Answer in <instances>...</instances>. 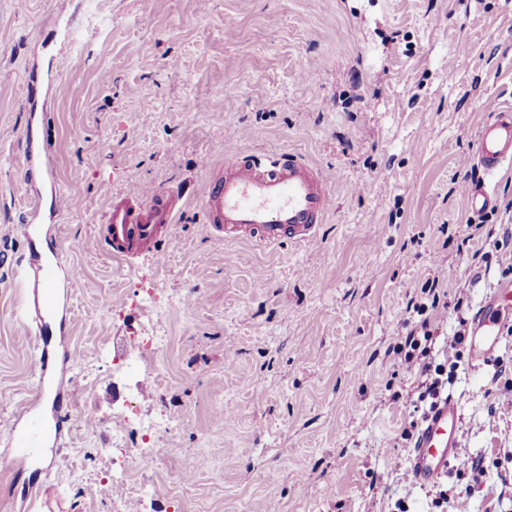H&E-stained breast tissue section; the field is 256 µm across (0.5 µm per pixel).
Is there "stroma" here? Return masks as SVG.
<instances>
[{"label":"stroma","instance_id":"stroma-1","mask_svg":"<svg viewBox=\"0 0 512 512\" xmlns=\"http://www.w3.org/2000/svg\"><path fill=\"white\" fill-rule=\"evenodd\" d=\"M55 2L0 0V391L15 400L33 390V338L15 319L23 244L9 227L41 117L68 200L60 242L81 272L75 424L33 512H112L97 477L129 406L139 426L174 429L167 455L127 470L148 487L127 512H454L461 499L512 512V387L498 375L512 336L493 365L460 360L447 386L461 421L442 511L406 476L417 374L389 353L435 268L449 307L429 321L449 338L512 267V167L482 213L461 189L491 118L482 101L512 106V0H76L66 37ZM35 64L52 69L51 96L32 87ZM228 150L293 151L331 174L312 242L214 241L191 200L165 260L101 248L114 196L192 183ZM471 222L483 236L470 242ZM146 331L161 346L130 373Z\"/></svg>","mask_w":512,"mask_h":512}]
</instances>
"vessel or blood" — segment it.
<instances>
[{
    "mask_svg": "<svg viewBox=\"0 0 512 512\" xmlns=\"http://www.w3.org/2000/svg\"><path fill=\"white\" fill-rule=\"evenodd\" d=\"M482 109L495 118L481 127L472 157L484 175L482 182L465 189L474 212L491 205L490 180L512 163V108L487 99ZM23 167L28 208L12 232L26 244L20 265L27 293L20 322L35 337V382L33 398L15 410L12 450L0 455V469L14 474L30 468L48 472L56 466L72 427L66 375L78 361L66 338L73 327L68 290L77 284L79 273L64 256L55 224L65 209L63 194L56 178L44 173L41 153L28 151ZM184 197L179 190L153 189L142 197H114L107 215L113 257L147 251L163 258V231L174 223ZM195 197L211 237L246 239L263 247L311 242L333 205L329 174L291 152L231 154L220 176L204 166ZM511 326L512 277H505L473 316L467 340L470 364L491 363ZM459 421V405L451 396L439 399L426 413L409 452L408 476L414 484L427 487L447 476L456 456Z\"/></svg>",
    "mask_w": 512,
    "mask_h": 512,
    "instance_id": "obj_1",
    "label": "vessel or blood"
}]
</instances>
